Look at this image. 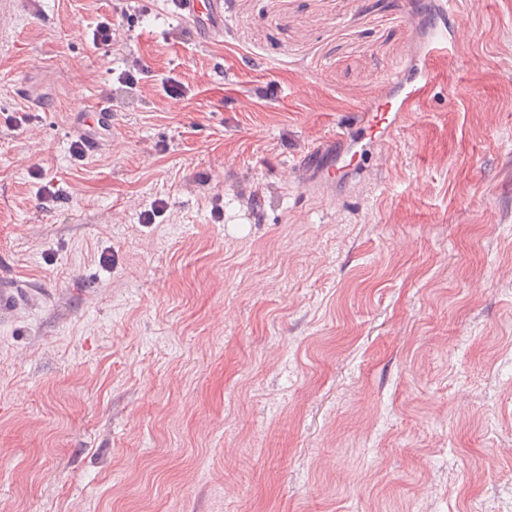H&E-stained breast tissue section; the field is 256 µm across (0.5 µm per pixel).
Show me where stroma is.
<instances>
[{"instance_id": "35a3bbf8", "label": "stroma", "mask_w": 512, "mask_h": 512, "mask_svg": "<svg viewBox=\"0 0 512 512\" xmlns=\"http://www.w3.org/2000/svg\"><path fill=\"white\" fill-rule=\"evenodd\" d=\"M426 7L224 0L205 42L170 0H0V257L45 291L0 326V512H512V0H454L358 170L296 168L418 72ZM447 0L435 2L434 14L430 20L432 42L429 56L419 76L413 79L401 78L395 82L401 91L398 99L377 98L368 103L360 112H348L340 119L336 138L321 140L308 148L302 158L304 167L316 169L317 176L325 184H333L344 168H348L345 144L336 149V142L346 141L350 134L361 128H368L376 137L377 133L388 132L399 126L407 112H416L419 103L426 96L430 84V64L436 58L448 57V39L456 21V15L448 9Z\"/></svg>"}]
</instances>
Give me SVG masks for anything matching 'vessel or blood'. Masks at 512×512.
<instances>
[{"label":"vessel or blood","mask_w":512,"mask_h":512,"mask_svg":"<svg viewBox=\"0 0 512 512\" xmlns=\"http://www.w3.org/2000/svg\"><path fill=\"white\" fill-rule=\"evenodd\" d=\"M178 14L192 23L198 35L210 37L222 31L224 26V0H176ZM456 16L448 7V0H437L430 20L432 31L430 58L448 55V39ZM431 84L429 70H422L413 79L401 78L396 82L401 91L399 98L381 97L368 103L362 111L343 115L335 136L321 140L308 148L302 164L315 168L323 183H335L344 168H347L345 150L339 149L340 141L349 138L358 129L366 128L372 133H382L399 126L402 117L416 111L426 96ZM30 290L8 271H0V320L13 317L16 310L31 300Z\"/></svg>","instance_id":"1"}]
</instances>
